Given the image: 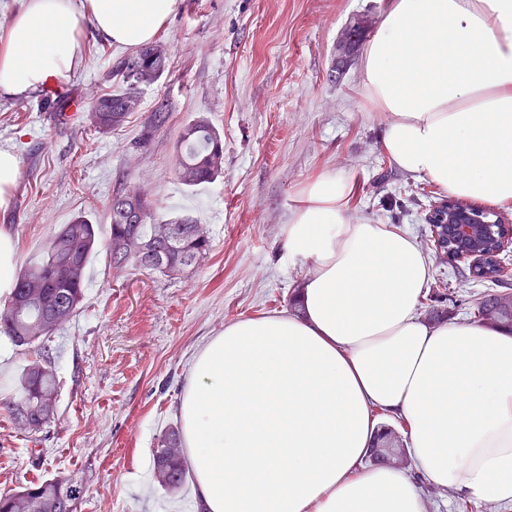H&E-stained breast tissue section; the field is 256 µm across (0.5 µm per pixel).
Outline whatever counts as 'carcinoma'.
I'll use <instances>...</instances> for the list:
<instances>
[{
    "label": "carcinoma",
    "mask_w": 512,
    "mask_h": 512,
    "mask_svg": "<svg viewBox=\"0 0 512 512\" xmlns=\"http://www.w3.org/2000/svg\"><path fill=\"white\" fill-rule=\"evenodd\" d=\"M167 58L154 55L153 46L139 48L117 59L109 71L119 90L92 103L89 125L108 132L124 125L132 111L127 100L144 86L158 82ZM171 113L159 106L151 113L135 147L149 144L167 126ZM174 168L178 181L194 188L216 181L224 174V139L210 122L197 116L185 121L178 132ZM137 213L122 207L127 194L113 197L110 208L108 249L116 267L132 265L178 276L200 264L211 249L210 237L202 225L188 216L157 218L158 204L139 187ZM98 246L96 225L77 216L62 224L47 240L39 261L26 266L14 277V287L0 306V335L16 347L42 348L64 324L76 316L84 300L86 269ZM489 284L470 301L469 314L476 322L512 328V292L497 289L503 277L482 278ZM58 399L56 373L50 357L35 360L22 371L14 393L0 401L8 416L25 430L39 434L54 418ZM394 458L407 464L404 448H373L369 460ZM187 465L182 437L176 427L157 437L154 477L163 489L175 492L184 484ZM83 487L68 476L41 479L0 494V512H77Z\"/></svg>",
    "instance_id": "carcinoma-1"
}]
</instances>
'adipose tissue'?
<instances>
[{
	"label": "adipose tissue",
	"mask_w": 512,
	"mask_h": 512,
	"mask_svg": "<svg viewBox=\"0 0 512 512\" xmlns=\"http://www.w3.org/2000/svg\"><path fill=\"white\" fill-rule=\"evenodd\" d=\"M179 0H20L0 91L25 97L80 59L85 23L113 45L155 41ZM404 173L512 202V0H387L360 62ZM343 172L306 183L281 227L306 269L300 311L225 325L178 407L204 512H426L427 482L512 504V334L418 311L431 263L390 224L352 219ZM404 419L419 476L361 461Z\"/></svg>",
	"instance_id": "adipose-tissue-1"
}]
</instances>
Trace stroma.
Returning <instances> with one entry per match:
<instances>
[{
  "label": "stroma",
  "mask_w": 512,
  "mask_h": 512,
  "mask_svg": "<svg viewBox=\"0 0 512 512\" xmlns=\"http://www.w3.org/2000/svg\"><path fill=\"white\" fill-rule=\"evenodd\" d=\"M386 0H180L158 37L168 67L144 88L119 129L82 120L124 49L86 28L82 61L61 75L65 109L38 93L0 94V148L19 161L0 207L17 268L41 255L60 225L85 213L101 241L79 313L48 346L59 381L57 413L31 435L0 412V493L57 473L84 487L78 512H195L191 488L153 479L156 438L177 424L189 368L204 343L237 319L290 309L305 275L281 259L280 228L310 178L341 171L352 216L429 244L426 211L400 208L406 186L444 191L392 164L383 113L362 97L359 55L342 61L346 31L375 32ZM171 118L144 148L134 143L158 103ZM202 116L224 136V176L197 190L174 173L181 124ZM145 185L162 210L203 224L212 248L196 268L165 277L118 269L105 246L113 196Z\"/></svg>",
  "instance_id": "stroma-1"
}]
</instances>
